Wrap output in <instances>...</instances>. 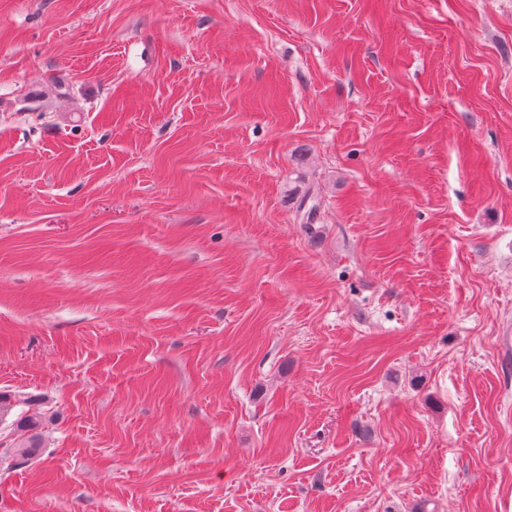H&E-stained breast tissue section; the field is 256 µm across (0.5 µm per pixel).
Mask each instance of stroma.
I'll list each match as a JSON object with an SVG mask.
<instances>
[{
    "mask_svg": "<svg viewBox=\"0 0 512 512\" xmlns=\"http://www.w3.org/2000/svg\"><path fill=\"white\" fill-rule=\"evenodd\" d=\"M0 391V512H512V0H0ZM17 427L26 432V439L14 444L10 449V466L13 468L28 465L33 460L40 458L43 453L39 431L43 426V418L40 414L21 416L17 421Z\"/></svg>",
    "mask_w": 512,
    "mask_h": 512,
    "instance_id": "stroma-1",
    "label": "stroma"
}]
</instances>
